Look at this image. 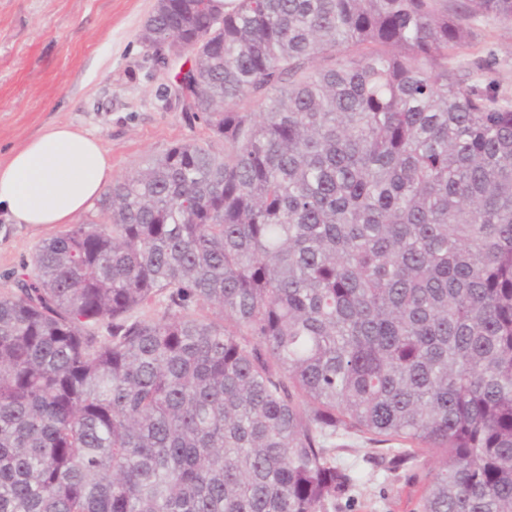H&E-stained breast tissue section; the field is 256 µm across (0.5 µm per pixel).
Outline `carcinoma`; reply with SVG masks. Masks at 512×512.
Segmentation results:
<instances>
[{
	"instance_id": "carcinoma-1",
	"label": "carcinoma",
	"mask_w": 512,
	"mask_h": 512,
	"mask_svg": "<svg viewBox=\"0 0 512 512\" xmlns=\"http://www.w3.org/2000/svg\"><path fill=\"white\" fill-rule=\"evenodd\" d=\"M230 5L140 36L210 141L0 292V512H334L354 440L512 512V101L448 64L512 0Z\"/></svg>"
}]
</instances>
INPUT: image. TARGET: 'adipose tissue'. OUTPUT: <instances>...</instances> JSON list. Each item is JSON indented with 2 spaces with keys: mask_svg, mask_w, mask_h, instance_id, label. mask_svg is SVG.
<instances>
[{
  "mask_svg": "<svg viewBox=\"0 0 512 512\" xmlns=\"http://www.w3.org/2000/svg\"><path fill=\"white\" fill-rule=\"evenodd\" d=\"M112 181L99 141L68 125L46 127L0 164V217L13 224H67Z\"/></svg>",
  "mask_w": 512,
  "mask_h": 512,
  "instance_id": "1",
  "label": "adipose tissue"
}]
</instances>
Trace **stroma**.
Returning <instances> with one entry per match:
<instances>
[{
    "label": "stroma",
    "mask_w": 512,
    "mask_h": 512,
    "mask_svg": "<svg viewBox=\"0 0 512 512\" xmlns=\"http://www.w3.org/2000/svg\"><path fill=\"white\" fill-rule=\"evenodd\" d=\"M155 0H0V164L52 124H68L97 138L120 179L146 158L172 145L203 140L206 130L183 112L163 108L160 94L171 75L147 58L139 35ZM477 41L457 53L456 70L475 71L512 100V21L474 20ZM483 69H475V61ZM59 224H9L0 218V291L10 274ZM363 447L340 460L355 469L357 512H413L416 474L430 469L425 457L392 473L364 460Z\"/></svg>",
    "instance_id": "35a3bbf8"
}]
</instances>
